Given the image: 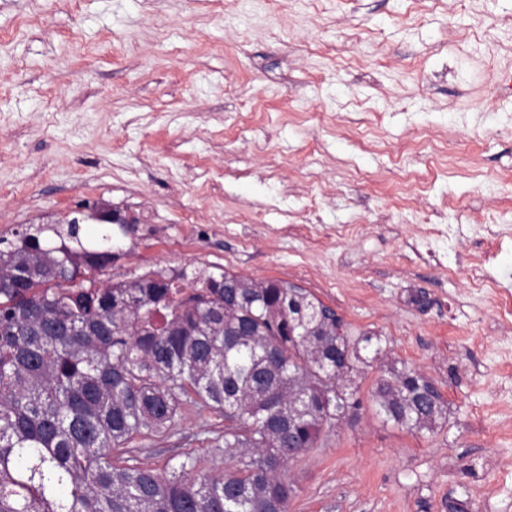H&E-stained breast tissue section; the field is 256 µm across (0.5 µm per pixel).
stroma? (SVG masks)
I'll list each match as a JSON object with an SVG mask.
<instances>
[{
  "mask_svg": "<svg viewBox=\"0 0 512 512\" xmlns=\"http://www.w3.org/2000/svg\"><path fill=\"white\" fill-rule=\"evenodd\" d=\"M508 75L512 0H0V238L103 202L108 280L221 265L378 336L288 512H512ZM392 368L443 425L384 422ZM379 414L408 431H434L446 420L448 407L437 388L413 369H390L372 390Z\"/></svg>",
  "mask_w": 512,
  "mask_h": 512,
  "instance_id": "obj_1",
  "label": "stroma"
}]
</instances>
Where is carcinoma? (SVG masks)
<instances>
[{
    "mask_svg": "<svg viewBox=\"0 0 512 512\" xmlns=\"http://www.w3.org/2000/svg\"><path fill=\"white\" fill-rule=\"evenodd\" d=\"M28 252L0 239V512H288V464L360 405L359 344L302 288L222 267L149 270L160 288L104 283L93 246ZM384 420L431 432L448 407L413 369L372 390ZM188 406L224 417V456L173 450L158 469L132 443L170 438Z\"/></svg>",
    "mask_w": 512,
    "mask_h": 512,
    "instance_id": "carcinoma-1",
    "label": "carcinoma"
}]
</instances>
